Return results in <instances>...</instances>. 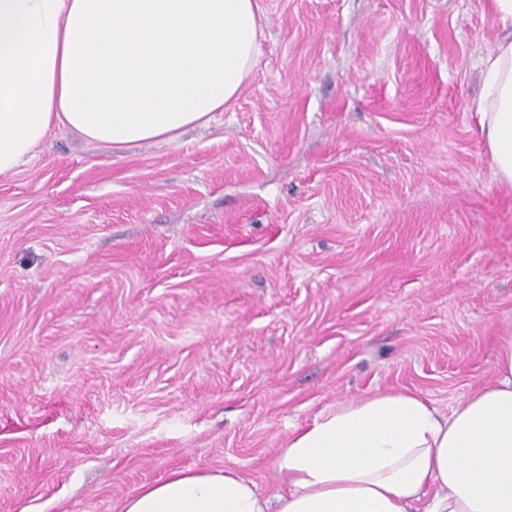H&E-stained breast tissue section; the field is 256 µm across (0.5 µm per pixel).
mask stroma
<instances>
[{"label": "stroma", "mask_w": 512, "mask_h": 512, "mask_svg": "<svg viewBox=\"0 0 512 512\" xmlns=\"http://www.w3.org/2000/svg\"><path fill=\"white\" fill-rule=\"evenodd\" d=\"M259 5L208 126L56 129L0 176V512H112L186 468L274 493L324 409L449 413L512 335V188L473 109L491 0Z\"/></svg>", "instance_id": "35a3bbf8"}]
</instances>
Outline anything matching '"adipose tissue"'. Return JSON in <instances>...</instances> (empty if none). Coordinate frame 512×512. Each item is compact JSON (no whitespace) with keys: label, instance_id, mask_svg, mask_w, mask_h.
<instances>
[{"label":"adipose tissue","instance_id":"1","mask_svg":"<svg viewBox=\"0 0 512 512\" xmlns=\"http://www.w3.org/2000/svg\"><path fill=\"white\" fill-rule=\"evenodd\" d=\"M261 35L257 0H0V176L55 128L117 146L173 142L237 97ZM473 103L512 187V38ZM272 495L231 468L185 469L115 512H512V335L491 382L443 415L406 392L337 404L293 431Z\"/></svg>","mask_w":512,"mask_h":512}]
</instances>
